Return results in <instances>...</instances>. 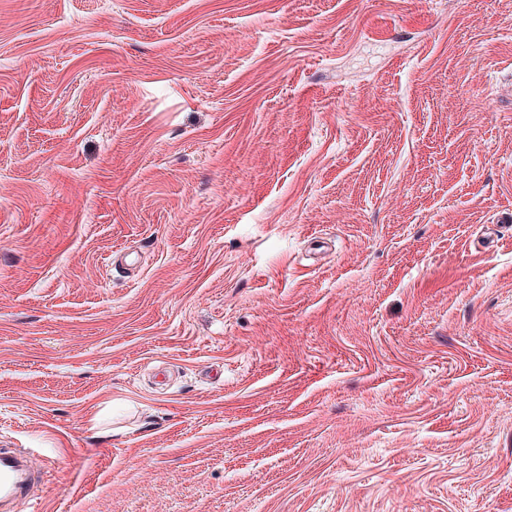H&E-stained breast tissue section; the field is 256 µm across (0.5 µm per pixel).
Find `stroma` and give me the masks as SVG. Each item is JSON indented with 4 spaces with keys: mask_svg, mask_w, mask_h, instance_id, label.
Listing matches in <instances>:
<instances>
[{
    "mask_svg": "<svg viewBox=\"0 0 512 512\" xmlns=\"http://www.w3.org/2000/svg\"><path fill=\"white\" fill-rule=\"evenodd\" d=\"M512 0H0L16 512H512ZM43 471L16 448H0V508L10 511L20 502L36 500Z\"/></svg>",
    "mask_w": 512,
    "mask_h": 512,
    "instance_id": "1",
    "label": "stroma"
}]
</instances>
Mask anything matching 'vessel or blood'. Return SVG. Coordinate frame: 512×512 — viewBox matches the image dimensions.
I'll list each match as a JSON object with an SVG mask.
<instances>
[{
	"mask_svg": "<svg viewBox=\"0 0 512 512\" xmlns=\"http://www.w3.org/2000/svg\"><path fill=\"white\" fill-rule=\"evenodd\" d=\"M42 480V469L25 452L0 448V512H11L17 503L35 500Z\"/></svg>",
	"mask_w": 512,
	"mask_h": 512,
	"instance_id": "vessel-or-blood-1",
	"label": "vessel or blood"
}]
</instances>
